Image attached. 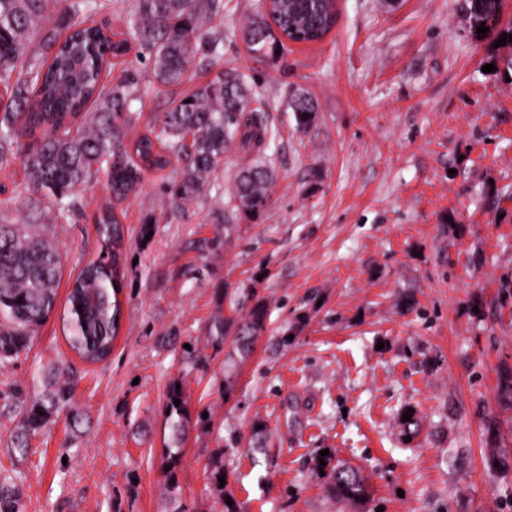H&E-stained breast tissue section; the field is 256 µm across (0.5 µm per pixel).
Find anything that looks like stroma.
Returning a JSON list of instances; mask_svg holds the SVG:
<instances>
[{
    "label": "stroma",
    "instance_id": "35a3bbf8",
    "mask_svg": "<svg viewBox=\"0 0 512 512\" xmlns=\"http://www.w3.org/2000/svg\"><path fill=\"white\" fill-rule=\"evenodd\" d=\"M456 4L339 0L323 40L257 60L233 34L255 0H224V63L264 103L270 206L254 219L213 192L177 205L172 172H147L117 211L120 329L103 361L70 350L59 314L101 250L105 181L59 220L14 194L20 160L0 167V224L40 223L62 256L55 315L0 365V473L22 478L25 512H173L163 464L175 382L189 419L184 512H222L224 494L241 512H512V407L499 401L512 370V83L483 70L512 44L469 36ZM135 69L131 142L212 77L194 66L158 87ZM296 89L319 109L305 129ZM231 293L271 312L245 358L210 333ZM58 361L82 419L59 414L19 450L9 393L37 392ZM325 449L361 469L367 503L327 497ZM498 453L509 464L495 471ZM217 463L220 495L207 480Z\"/></svg>",
    "mask_w": 512,
    "mask_h": 512
}]
</instances>
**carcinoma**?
<instances>
[{
    "label": "carcinoma",
    "instance_id": "carcinoma-1",
    "mask_svg": "<svg viewBox=\"0 0 512 512\" xmlns=\"http://www.w3.org/2000/svg\"><path fill=\"white\" fill-rule=\"evenodd\" d=\"M463 29L478 37L477 28L512 35V21L503 22L496 0H458ZM98 0H0V167L21 158L24 179L14 193L37 205L55 201L57 218L70 212L69 199L104 178L112 201L95 217L103 247L75 279L63 321L71 349L97 361L112 349L120 316V262L116 247L122 237L116 214L140 186L144 173L183 162L171 189L174 203L206 194L210 177L224 166V154L237 146L254 159L240 167L227 190L228 204L252 216L268 206L273 170L258 155L268 145L262 117L248 110L245 75L222 70L186 96L170 102L157 129L131 144L125 129L134 122L130 103L143 89L132 69L117 83L104 72L132 48L150 65L153 83L181 84L190 66L214 67L223 62L224 0H121L124 28L116 32L93 20ZM336 23L327 0L259 2L240 36L255 57L298 42L321 40ZM300 128L318 119L314 101L300 91L290 96ZM61 255L39 226L22 230L0 224V363L11 362L31 347L38 329L53 312L60 280ZM231 315L213 321L214 336L235 334L237 349L247 355L255 336L266 329L269 305L256 301L246 308L229 302ZM180 404H174V399ZM22 410L16 447L51 417L65 412L80 417L72 400L70 373L58 363L43 377L42 392L29 399L17 394ZM183 390L171 386L165 408L170 430L165 465L166 491L178 501L176 467L187 435ZM327 493L339 501L369 498L361 470L332 455L323 456ZM22 480L0 477V512H24Z\"/></svg>",
    "mask_w": 512,
    "mask_h": 512
}]
</instances>
